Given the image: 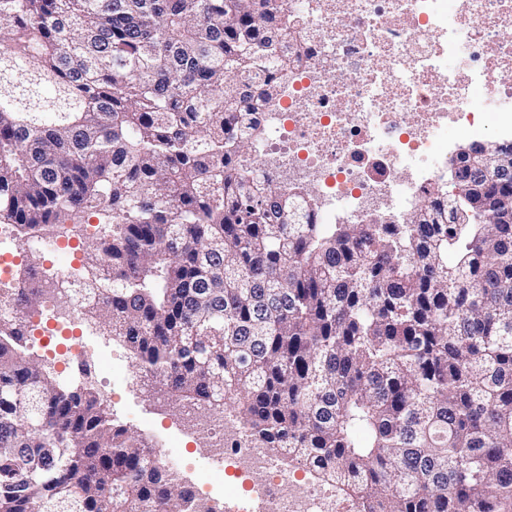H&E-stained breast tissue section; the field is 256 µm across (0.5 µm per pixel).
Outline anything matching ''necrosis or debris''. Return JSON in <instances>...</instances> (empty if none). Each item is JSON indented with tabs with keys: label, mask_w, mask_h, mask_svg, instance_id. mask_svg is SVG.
<instances>
[{
	"label": "necrosis or debris",
	"mask_w": 512,
	"mask_h": 512,
	"mask_svg": "<svg viewBox=\"0 0 512 512\" xmlns=\"http://www.w3.org/2000/svg\"><path fill=\"white\" fill-rule=\"evenodd\" d=\"M295 40L316 65L285 78L276 106L253 114L263 129L251 165L287 170L311 186L318 214L398 223L457 158L442 136L474 126L483 96L495 131L512 143V0H295ZM294 42L280 43L279 54ZM200 436L228 457L262 512H352L334 488L296 462L255 448L244 427L219 418Z\"/></svg>",
	"instance_id": "obj_1"
}]
</instances>
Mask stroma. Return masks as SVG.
Returning a JSON list of instances; mask_svg holds the SVG:
<instances>
[{"label":"stroma","instance_id":"35a3bbf8","mask_svg":"<svg viewBox=\"0 0 512 512\" xmlns=\"http://www.w3.org/2000/svg\"><path fill=\"white\" fill-rule=\"evenodd\" d=\"M80 341L86 351L80 363L62 366L52 350H37L33 356L63 388L72 390L85 381H94L106 398L116 424L126 426L150 444L167 445L165 462L182 486L189 487L203 480L224 486L225 495L217 499L216 505L227 512H236V489L225 486L224 473L212 463L209 448L193 441L192 424L172 407L146 396L128 348L93 325L84 326Z\"/></svg>","mask_w":512,"mask_h":512}]
</instances>
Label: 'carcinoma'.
<instances>
[{
  "label": "carcinoma",
  "instance_id": "carcinoma-1",
  "mask_svg": "<svg viewBox=\"0 0 512 512\" xmlns=\"http://www.w3.org/2000/svg\"><path fill=\"white\" fill-rule=\"evenodd\" d=\"M290 0H0V223L69 229L58 302L125 343L147 394L230 414L357 512H512V170L403 224H321L254 171V93ZM101 215L110 230L77 222ZM0 290V512H196L85 384L23 351L42 277Z\"/></svg>",
  "mask_w": 512,
  "mask_h": 512
}]
</instances>
